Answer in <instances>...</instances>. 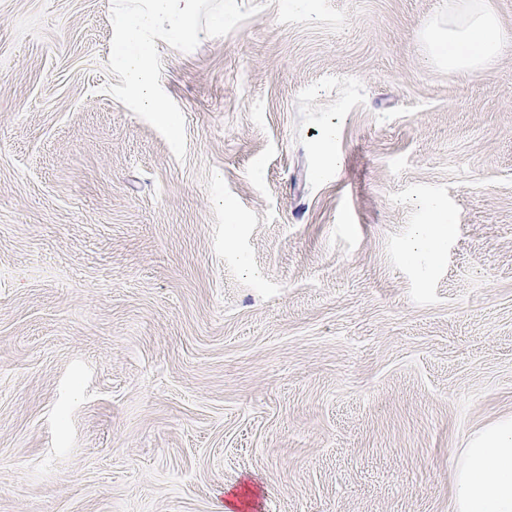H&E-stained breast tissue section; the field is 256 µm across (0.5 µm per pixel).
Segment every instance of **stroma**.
<instances>
[{"label": "stroma", "instance_id": "obj_1", "mask_svg": "<svg viewBox=\"0 0 512 512\" xmlns=\"http://www.w3.org/2000/svg\"><path fill=\"white\" fill-rule=\"evenodd\" d=\"M237 2L156 43L179 159L107 91L112 0H0V512H454L512 415V46L442 64L444 0ZM430 222L424 224L422 245L428 257H432L438 246V238L440 236L441 224H447V213L436 202L428 204Z\"/></svg>", "mask_w": 512, "mask_h": 512}]
</instances>
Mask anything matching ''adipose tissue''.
I'll list each match as a JSON object with an SVG mask.
<instances>
[{"label":"adipose tissue","mask_w":512,"mask_h":512,"mask_svg":"<svg viewBox=\"0 0 512 512\" xmlns=\"http://www.w3.org/2000/svg\"><path fill=\"white\" fill-rule=\"evenodd\" d=\"M469 5L448 0L447 30H427L425 39L449 67L479 72L500 53L506 34L491 13L470 12ZM455 458L454 512H512V416L476 431Z\"/></svg>","instance_id":"ef3b65f1"}]
</instances>
